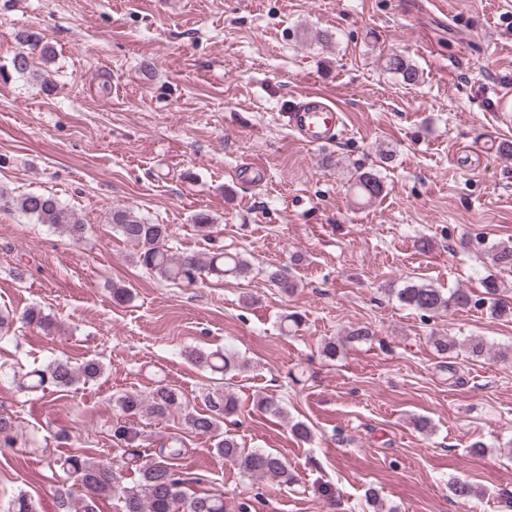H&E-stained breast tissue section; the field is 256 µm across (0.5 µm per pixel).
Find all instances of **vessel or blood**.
I'll return each mask as SVG.
<instances>
[{
  "instance_id": "obj_1",
  "label": "vessel or blood",
  "mask_w": 512,
  "mask_h": 512,
  "mask_svg": "<svg viewBox=\"0 0 512 512\" xmlns=\"http://www.w3.org/2000/svg\"><path fill=\"white\" fill-rule=\"evenodd\" d=\"M287 117L296 138L312 145L327 143L342 122L340 108L316 92L294 102Z\"/></svg>"
}]
</instances>
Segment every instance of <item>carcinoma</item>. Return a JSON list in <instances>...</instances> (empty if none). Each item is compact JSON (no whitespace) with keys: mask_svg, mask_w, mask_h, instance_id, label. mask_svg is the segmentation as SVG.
<instances>
[{"mask_svg":"<svg viewBox=\"0 0 512 512\" xmlns=\"http://www.w3.org/2000/svg\"><path fill=\"white\" fill-rule=\"evenodd\" d=\"M386 67L400 75L406 84L419 81V69L402 55L388 57ZM352 187L357 196L367 201L378 200L386 192L385 181L376 171L356 170ZM1 207L12 208L38 224L58 229L76 243L88 230V225L72 209L50 195L28 193L10 197L0 191ZM192 221L201 232L205 247L197 252L178 254L170 246V225L155 224L126 208L114 209L108 217L112 230L135 246L136 263L165 282L195 286L205 277L239 279L251 274L250 261L240 253L224 251V244L212 235L213 218L208 213L200 211L193 215ZM481 245L494 265L512 271V243L483 241ZM267 280L288 295L294 294L299 287L296 278L276 266L267 271ZM482 285V296L476 298L464 289L447 295L430 283L411 280L397 290L396 296L404 306L425 317L469 307L485 308L497 317L512 315V306L502 298L503 289L497 278L488 275L483 278ZM21 320L47 333L60 329L50 315L37 307L27 308ZM371 336L370 327L354 326L345 335L325 341L322 353L324 357L334 359L346 345L366 341ZM433 344L443 359H456L461 354L478 359L492 350L480 336L461 340L437 336ZM186 357L192 364L226 378L233 377L243 367L242 361L225 349L193 348L186 352ZM102 373L103 364L95 358L77 366L68 360L52 359L17 379V387L24 392H64L80 383L94 382ZM202 401L205 409L190 411L182 393L163 382L147 392L132 389L118 395L115 403L123 420L112 427V440L122 450L121 467L136 469L139 479L134 485L123 487L119 473L109 464L87 455L50 456L45 460L46 467L52 472L60 469L74 476L85 491L77 503L68 493L59 495V512H96L98 501L114 493L122 495L123 512H227L222 495L186 491L193 478L178 470L176 464L183 455L184 443L180 438L169 436L156 448L144 447V431L138 427L142 418L165 421L176 411L183 413L190 432L212 440L216 454L244 475L252 479H274L285 485L293 483L294 476L279 454L261 448L249 449L236 435L224 430V421L237 415L239 410V400L233 391L227 387L209 390L202 395ZM18 445V422L12 414L1 411L0 448H16ZM449 490L463 502L477 494L474 485L459 478L450 482ZM3 512H36V508L31 497L20 492L7 502Z\"/></svg>","mask_w":512,"mask_h":512,"instance_id":"obj_1","label":"carcinoma"}]
</instances>
